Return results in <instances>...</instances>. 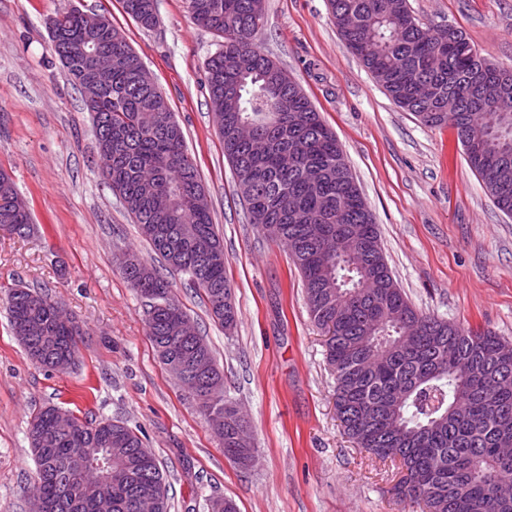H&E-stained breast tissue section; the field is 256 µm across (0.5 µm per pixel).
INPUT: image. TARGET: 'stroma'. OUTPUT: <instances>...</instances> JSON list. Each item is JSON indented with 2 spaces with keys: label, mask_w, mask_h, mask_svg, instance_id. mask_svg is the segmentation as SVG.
<instances>
[{
  "label": "stroma",
  "mask_w": 512,
  "mask_h": 512,
  "mask_svg": "<svg viewBox=\"0 0 512 512\" xmlns=\"http://www.w3.org/2000/svg\"><path fill=\"white\" fill-rule=\"evenodd\" d=\"M142 29L121 0H0V168L29 203L35 231H0V512H31L33 411L67 404L125 421L164 466L169 512H412L392 492L401 473L344 435L324 336L286 246L247 221L209 103L206 62L221 37L185 0H156ZM421 22L462 29L491 61L512 65V0H409ZM78 9L107 15L167 97L224 239L238 321L224 330L183 276L176 300L224 372V397L248 413L254 462L224 456L207 418L160 363L146 307L122 253L160 262L103 179L93 118L52 49L51 26ZM255 45L284 68L336 134L398 286L423 312L512 342V215L469 168L456 133L397 106L341 41L327 0H266ZM22 283L82 327L65 371L33 363L6 305Z\"/></svg>",
  "instance_id": "stroma-1"
}]
</instances>
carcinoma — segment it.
Returning <instances> with one entry per match:
<instances>
[{
	"label": "carcinoma",
	"mask_w": 512,
	"mask_h": 512,
	"mask_svg": "<svg viewBox=\"0 0 512 512\" xmlns=\"http://www.w3.org/2000/svg\"><path fill=\"white\" fill-rule=\"evenodd\" d=\"M388 14L382 0H328L341 39L376 82L403 109L431 127L461 133L467 122L486 124L483 143L467 157L497 209L512 214V100L499 98L498 73L465 33L427 26L397 0ZM195 24L224 38L206 62L210 107L224 155L237 178H254L246 202L249 223L277 224V242L299 269L308 311L325 334L327 360L336 375L335 409L345 434L376 457L399 459L404 474L394 486L402 502L428 512H512V489L495 474L512 469L497 455L512 447V390L494 382L512 378V356L490 330L465 328L419 312L391 275L378 229L351 171L336 169L342 148L336 134L297 84L279 83L277 64L252 42L263 25L265 0H186ZM142 28L158 23L156 0H123ZM93 36L85 13L69 11L51 30L54 53L66 63ZM112 85L96 100V139L112 138V163L102 175L139 224L164 264L186 269L203 291L211 317L233 327L237 309L224 279V263H203L192 241L224 253L206 189L187 153L184 133L158 88L135 83L141 58L112 27ZM428 83L436 97L420 101ZM32 231L31 213L10 174L0 170V225ZM124 275L144 299L148 336L162 363L214 361L205 339L181 336V306L170 283L139 259ZM35 288L9 289L10 327L29 358L52 370L70 366L78 350L77 326L55 320L54 306L34 305ZM224 373L193 396L208 421L223 420L224 456L237 464L253 458L236 438L243 423L224 401ZM403 395L389 424L364 427L353 417ZM28 441L36 489L47 512H95L96 488L78 482L81 463L102 464L112 484V512H136V500L156 495V512H168V484L160 462L139 434L121 421H84L58 405L32 417Z\"/></svg>",
	"instance_id": "cac0c4a2"
}]
</instances>
